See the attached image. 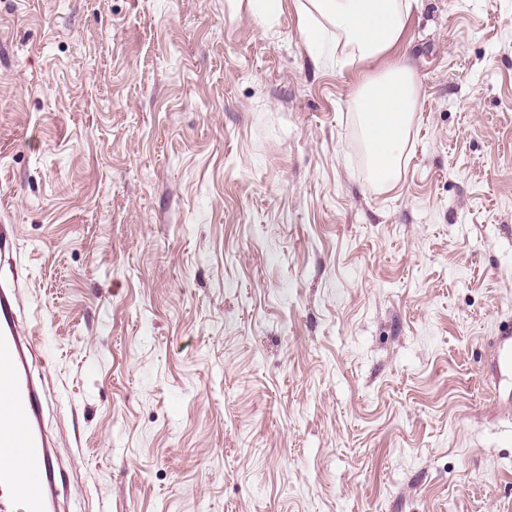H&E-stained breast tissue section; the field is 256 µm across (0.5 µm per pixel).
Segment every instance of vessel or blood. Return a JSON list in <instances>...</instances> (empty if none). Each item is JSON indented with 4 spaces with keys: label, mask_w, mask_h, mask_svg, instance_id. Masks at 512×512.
<instances>
[{
    "label": "vessel or blood",
    "mask_w": 512,
    "mask_h": 512,
    "mask_svg": "<svg viewBox=\"0 0 512 512\" xmlns=\"http://www.w3.org/2000/svg\"><path fill=\"white\" fill-rule=\"evenodd\" d=\"M36 338L22 329L11 293L0 290V448L16 455L0 465V512H49L60 472L52 442L41 427L43 393L27 368V353ZM500 373L512 374V326L496 339Z\"/></svg>",
    "instance_id": "b4317fda"
}]
</instances>
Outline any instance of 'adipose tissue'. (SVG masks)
Listing matches in <instances>:
<instances>
[{"label":"adipose tissue","mask_w":512,"mask_h":512,"mask_svg":"<svg viewBox=\"0 0 512 512\" xmlns=\"http://www.w3.org/2000/svg\"><path fill=\"white\" fill-rule=\"evenodd\" d=\"M410 7L411 0H304L299 17L308 44L320 48L322 63L336 66L389 51L403 34ZM418 90L416 73L402 62L354 88L352 102L380 186L397 180Z\"/></svg>","instance_id":"adipose-tissue-1"}]
</instances>
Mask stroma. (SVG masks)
I'll list each match as a JSON object with an SVG mask.
<instances>
[{"label":"stroma","mask_w":512,"mask_h":512,"mask_svg":"<svg viewBox=\"0 0 512 512\" xmlns=\"http://www.w3.org/2000/svg\"><path fill=\"white\" fill-rule=\"evenodd\" d=\"M299 0H0V225L57 512H512V0L315 64ZM419 104L372 179L354 84ZM496 339V362L501 374H512V326L504 327Z\"/></svg>","instance_id":"1"}]
</instances>
